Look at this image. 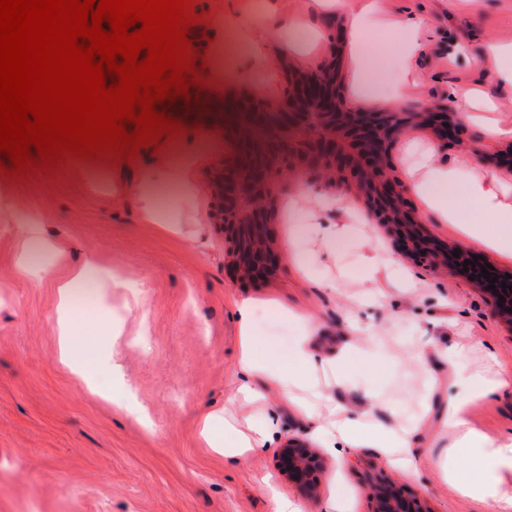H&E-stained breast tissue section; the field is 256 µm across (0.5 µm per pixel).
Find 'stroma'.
Returning a JSON list of instances; mask_svg holds the SVG:
<instances>
[{"label":"stroma","instance_id":"obj_1","mask_svg":"<svg viewBox=\"0 0 512 512\" xmlns=\"http://www.w3.org/2000/svg\"><path fill=\"white\" fill-rule=\"evenodd\" d=\"M366 0H196L207 26H193L191 49L204 53L206 81L217 94L260 87L270 98L285 95L287 78L253 63V46L269 60L288 57L316 71L336 65L344 94L352 92L354 61L350 18ZM371 34L390 32L391 21L415 16L424 24L415 34L414 67L396 63L386 86L366 110L404 112L420 104L447 105L448 90L463 86L484 92L474 116L487 115L512 130V85L496 82L504 62L494 44L512 42V0H375ZM404 83V97L389 96ZM182 120L176 140L141 148L135 159L111 165L110 187L93 185L88 162L67 159L50 176L6 180L9 197L0 200V512H273L269 494L277 489L302 512H325L332 497L347 502L346 512H371L367 486L384 476L424 498L431 512H498L494 491L512 494V463L489 478L491 496L457 495L437 467L452 445L444 427L443 406L460 398L452 358L445 347L463 345V365L506 386L486 398L466 401L464 416L480 435L512 444V328L492 313L482 290L468 276L441 271L427 274L398 250L377 223H352L336 205L305 201L310 190L304 173L286 172L270 186L272 229L282 260L271 279L242 286L224 251V235L212 222L208 174L235 157L232 131L212 136L180 103L167 108ZM463 123L467 144L442 146L427 127L412 123L391 153L395 175L409 182L420 154L436 164L463 162L494 175L512 202V137L486 134L473 119ZM415 152H408V145ZM183 159L182 205L152 223L143 216L139 188L145 176ZM302 196L306 224H353L350 243L331 251L311 234L289 245L290 223L284 203ZM34 214L45 238L63 245L65 262L44 260L47 272L35 278L19 268L23 231L20 214ZM425 231L442 245L479 256L498 275H512V256L503 257L478 241L464 240L454 225L428 223ZM381 260L376 271L366 253ZM395 260L411 284L396 280L387 267ZM92 261L112 269L122 287L93 281L94 300L78 310L100 332L73 342L62 363L58 335V279L70 267ZM375 274L380 291L362 297L361 282ZM253 300L259 311H274L267 323L256 319L259 358H289L300 318L313 327L312 341L325 352L376 338L391 351L387 364L357 370L352 385L332 383L320 395L299 390L280 402L282 438L306 440L321 453L326 471L316 497L302 495L275 466V448L238 462L204 447L198 435L201 413L233 421L240 406L232 399L231 369L238 354L235 304ZM120 375H113V362ZM86 368L78 379L71 364ZM380 388L374 402L363 390ZM132 388L153 424L145 429L137 413L99 398L98 390ZM369 405L372 418L409 434L418 474L387 464L368 441L335 452L311 432L305 417L328 418L341 407Z\"/></svg>","mask_w":512,"mask_h":512}]
</instances>
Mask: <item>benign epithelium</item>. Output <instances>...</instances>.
I'll use <instances>...</instances> for the list:
<instances>
[{
	"label": "benign epithelium",
	"mask_w": 512,
	"mask_h": 512,
	"mask_svg": "<svg viewBox=\"0 0 512 512\" xmlns=\"http://www.w3.org/2000/svg\"><path fill=\"white\" fill-rule=\"evenodd\" d=\"M285 68L288 93L278 102L244 92L216 102L201 95L191 103L197 115L217 130H223L224 113L230 112L238 129L247 131L243 151L209 175L215 200L213 223L224 233L240 277L261 282L279 267L281 253L271 221L258 201L267 197L276 176L288 169L305 171L316 184L355 190L368 213L417 265L432 272L463 269L470 256L462 253L456 258L453 250L424 233L405 186L391 174L390 159L399 131L412 119L432 128L444 144L463 141L462 125L448 113L424 106L414 112H363L343 95L333 63L314 73L288 64ZM474 282L489 298L495 315L512 328V293L489 289L485 278ZM275 461L288 483L307 496L316 495L325 463L315 449L290 438L278 448ZM368 497L372 512H430L424 501L393 483H372Z\"/></svg>",
	"instance_id": "7a95c632"
}]
</instances>
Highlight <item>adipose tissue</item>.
<instances>
[{"label": "adipose tissue", "instance_id": "adipose-tissue-1", "mask_svg": "<svg viewBox=\"0 0 512 512\" xmlns=\"http://www.w3.org/2000/svg\"><path fill=\"white\" fill-rule=\"evenodd\" d=\"M455 182L465 183L482 219L512 223V204L502 199L501 184L497 178L477 169L461 165L444 167L426 157L418 165V175L412 182V188L421 197L426 209L435 213L442 223L457 224L461 221L459 212L446 204L440 195L441 186ZM97 275L96 267L89 262L57 284L62 346H69L72 337L85 331L84 325L71 314L72 291ZM254 312L255 305L252 301L237 302L236 319L241 343L233 375L242 414L241 427L233 432L231 454L235 457L260 453L270 447L276 438L278 429L273 414L251 413L250 407L253 403L267 399L272 393L286 400L291 399L294 386L310 381L319 372L340 376L343 381L348 382L352 379L356 365L380 363L387 359L386 353L375 345L365 349L351 346L336 356H325L313 349L310 338L306 335L298 337L289 361L258 359L251 336ZM367 415L368 410L364 407L344 411L333 437L336 448H350L361 439L367 438L376 447L382 448L386 458L391 460L395 458L397 449L410 447L411 441L407 436L384 430H366L364 422ZM445 422L454 437V446L438 461V469L457 494L469 498L482 496L488 489L487 475L512 458V449L487 445L485 438L471 429L457 406L449 407ZM478 447L482 448L483 453L477 457V476L461 478L457 471V458L472 454Z\"/></svg>", "mask_w": 512, "mask_h": 512}]
</instances>
